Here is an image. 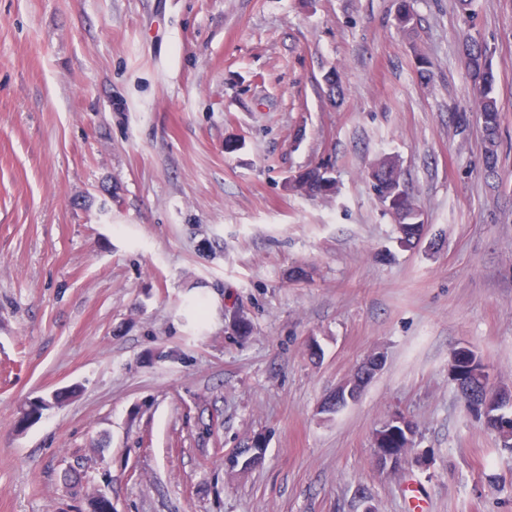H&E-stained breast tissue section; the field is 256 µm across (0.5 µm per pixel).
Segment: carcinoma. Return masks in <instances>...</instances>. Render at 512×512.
Segmentation results:
<instances>
[{"instance_id":"carcinoma-1","label":"carcinoma","mask_w":512,"mask_h":512,"mask_svg":"<svg viewBox=\"0 0 512 512\" xmlns=\"http://www.w3.org/2000/svg\"><path fill=\"white\" fill-rule=\"evenodd\" d=\"M467 68L473 81V99L484 132L483 164L487 171L498 163V130L501 113L494 95L496 78L486 46L470 40L466 46ZM378 197L397 223L400 244L410 247L418 237L419 213L406 189L399 160L394 156L379 158L368 172ZM294 187L312 198L336 192V180L327 173V166L318 165L299 174ZM382 363L371 357L349 379L348 387L360 392L380 370ZM451 375L468 409L498 434L504 446L512 447V389L507 386L488 388V370L484 361L471 349L461 348L454 356ZM381 458L398 456L408 444L405 429L389 424L377 436Z\"/></svg>"}]
</instances>
